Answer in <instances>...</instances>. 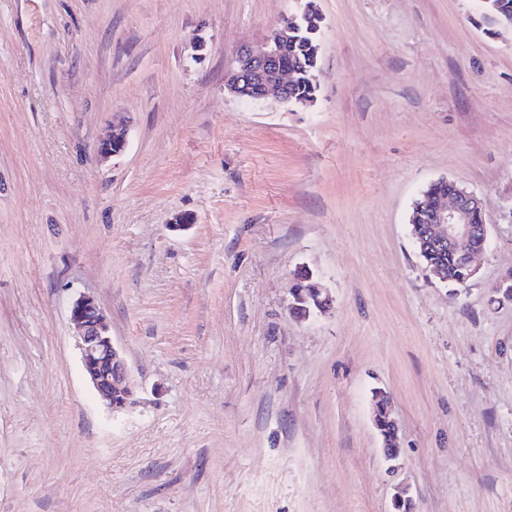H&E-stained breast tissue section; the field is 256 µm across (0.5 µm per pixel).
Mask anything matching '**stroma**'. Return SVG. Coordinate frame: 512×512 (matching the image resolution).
<instances>
[{
	"label": "stroma",
	"instance_id": "35a3bbf8",
	"mask_svg": "<svg viewBox=\"0 0 512 512\" xmlns=\"http://www.w3.org/2000/svg\"><path fill=\"white\" fill-rule=\"evenodd\" d=\"M317 4V97L286 105L224 74L300 0H0V512H391L400 487L512 512V29L480 0ZM440 179L489 228L457 296L410 233ZM304 270L330 306L300 320ZM82 293L124 408L83 372ZM70 319L77 327L84 373L96 393L111 407L114 392H127L131 396L128 364L112 340L106 318L95 300L86 295L75 299L70 307ZM129 400L113 394V402L118 404ZM375 401H379L383 399V404L387 408V414H388V423H389V433L387 437V441H382L383 443V454L386 459V461L392 463L391 467H396V463L399 461V458L401 456V448L399 443V427L396 419L392 416V413L389 409V401L388 399L382 394L381 391H378L374 395ZM393 447V448H387V447ZM394 463V464H393Z\"/></svg>",
	"mask_w": 512,
	"mask_h": 512
}]
</instances>
